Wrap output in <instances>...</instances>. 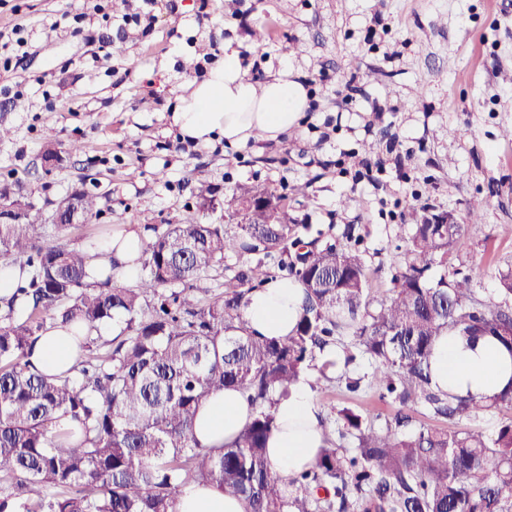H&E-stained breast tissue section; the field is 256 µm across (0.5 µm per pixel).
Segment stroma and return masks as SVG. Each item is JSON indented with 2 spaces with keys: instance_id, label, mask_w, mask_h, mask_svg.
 Listing matches in <instances>:
<instances>
[{
  "instance_id": "stroma-1",
  "label": "stroma",
  "mask_w": 512,
  "mask_h": 512,
  "mask_svg": "<svg viewBox=\"0 0 512 512\" xmlns=\"http://www.w3.org/2000/svg\"><path fill=\"white\" fill-rule=\"evenodd\" d=\"M70 7L79 18L61 19ZM228 41L252 80L286 64L304 81L308 107L281 141L202 145L168 123L183 86ZM0 125L12 131L0 141V181L24 183L44 240L46 215L78 189L98 195L100 213L68 231L74 247L116 224L160 232L214 219L242 192L286 182L305 187L288 195L292 221L322 242L355 225L375 299L392 287L399 225L427 207L467 223L457 264L480 300L499 301V275L512 268V138L502 136L512 129V0H169L156 10L146 0H0ZM49 143L63 160L48 171ZM200 179L213 189L205 207ZM311 388L332 429L344 407L377 429L400 409L332 371Z\"/></svg>"
}]
</instances>
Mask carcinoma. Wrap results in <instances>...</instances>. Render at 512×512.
<instances>
[{"instance_id":"obj_1","label":"carcinoma","mask_w":512,"mask_h":512,"mask_svg":"<svg viewBox=\"0 0 512 512\" xmlns=\"http://www.w3.org/2000/svg\"><path fill=\"white\" fill-rule=\"evenodd\" d=\"M261 194L264 210L251 209V193L235 201L228 217L240 224L168 225L145 247L129 288L111 273L88 282L86 253L39 240L23 185L0 181V207L23 210L0 223V261L24 277L0 306V512H177L195 483L243 498L247 512H512V416L490 436L462 425L482 409L512 410V382L481 399L431 382L434 346L451 331L490 337L512 355V269L499 274L501 301L484 304L455 264L469 246L466 225L424 212L404 260L391 264V294L374 306L364 252L304 241L288 195ZM80 198L81 217H97L98 197ZM230 254L243 265L224 278L223 296L201 303ZM435 267L444 273L432 278ZM283 271L303 288L302 313L285 337L257 334L243 320L246 296ZM117 317L124 328L105 348L98 328ZM49 321L69 326L83 350L71 373L30 366ZM341 336L350 339L340 375L348 390L365 382L457 429L405 432L410 416L401 411L377 430L343 408L337 432L354 447L326 430L309 469L281 474L267 447L274 396L311 369L336 366L320 359ZM359 354L373 365L366 379L349 369ZM225 389L247 393L254 412L231 442L207 448L193 436L198 408Z\"/></svg>"}]
</instances>
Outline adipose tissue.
<instances>
[{"label":"adipose tissue","instance_id":"obj_1","mask_svg":"<svg viewBox=\"0 0 512 512\" xmlns=\"http://www.w3.org/2000/svg\"><path fill=\"white\" fill-rule=\"evenodd\" d=\"M307 106V91L295 80L293 69L284 67L266 81H251L242 69L238 49L228 44L223 60L210 68L204 80L185 85L168 120L182 139L208 143L221 137L228 145L244 147L258 139L279 140L298 126ZM145 243L143 226L114 225L111 237L88 251L91 281L103 280L108 271L117 279L133 280ZM302 301L298 283L270 280L249 294L243 319L257 333L285 336L298 319ZM78 357L68 331L50 322L33 349L31 362L39 370L58 374L74 367ZM431 369L432 381L441 389L490 396L512 380V355L487 339L470 348L460 338L446 335L435 346ZM251 413L241 392L216 393L199 410L195 436L204 446L221 447L236 436ZM277 416L280 428L269 441L270 462L276 471L290 475L310 465L321 445L319 411L309 380L292 388L279 403ZM179 512H246V505L212 487L194 485L180 495Z\"/></svg>","mask_w":512,"mask_h":512}]
</instances>
